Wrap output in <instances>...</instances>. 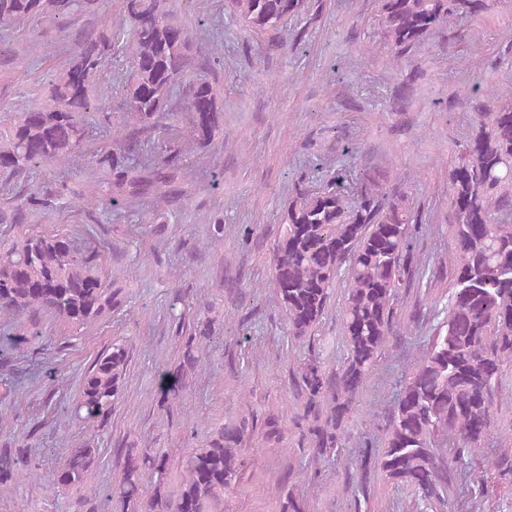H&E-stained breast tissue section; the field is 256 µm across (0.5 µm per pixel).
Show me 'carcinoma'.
<instances>
[{
	"label": "carcinoma",
	"instance_id": "1",
	"mask_svg": "<svg viewBox=\"0 0 512 512\" xmlns=\"http://www.w3.org/2000/svg\"><path fill=\"white\" fill-rule=\"evenodd\" d=\"M378 25L393 60L412 64L430 38L445 33L456 18L480 21L498 0H381ZM98 0H0V25L73 24L95 12ZM228 24L261 38L263 52L284 46L282 33L293 22L309 21L313 0H225ZM77 52L48 88L52 104L19 107L18 119L0 128V177L13 194L0 224H22L32 211H49L56 198L99 223L107 209H146L162 204L172 211L184 202L178 177L164 159L166 133L189 113L200 144L221 131L217 90L206 78L185 81L188 68L207 73L224 60L222 46L193 58L188 30L173 0H123L119 20L103 18L75 35ZM125 60L117 77L123 121L113 129L112 146L94 155L102 181L89 190L62 184L54 193L34 188L38 168H64L88 136L84 113L101 109L95 94L112 58ZM406 77L389 103L401 112L409 101ZM498 105H493V102ZM453 104L480 113L448 173L449 231L454 243L450 272L418 267L416 245L430 226L410 203L405 189L376 172H332L319 186L299 177L273 248L271 286L288 321V333L311 342L338 286H343L341 320L344 349L328 368L320 351L294 372L292 387L301 405L302 440L313 457L327 459L345 445L357 397L385 350L402 335V290L427 279L448 283V305L431 326L387 415L379 442L363 441L360 463L350 476L355 498L368 499L372 472L396 489L413 492L428 506L453 509L457 495H489V486L512 490V447L492 457L480 452L497 432L504 405V377L512 371V89L473 85L453 96ZM109 254L82 249L68 234L24 235L0 254V316L26 320L27 336L13 339L25 358L27 337L40 336L41 318L79 330L112 315L119 292L107 280ZM215 332L211 321L196 324L183 344L179 368L162 378L160 395L177 398L185 369L200 365L203 342ZM129 362L128 348L112 344L86 372L71 417L82 427L105 423L119 399ZM246 424H222L185 459L176 496L162 494L171 454L163 449L129 448L121 475L107 490L121 512H215L224 492L237 487L245 467ZM96 449L75 448L56 471L31 469L24 450L0 451V485L21 475L62 495L83 483ZM280 512H308L293 493L280 495Z\"/></svg>",
	"mask_w": 512,
	"mask_h": 512
}]
</instances>
